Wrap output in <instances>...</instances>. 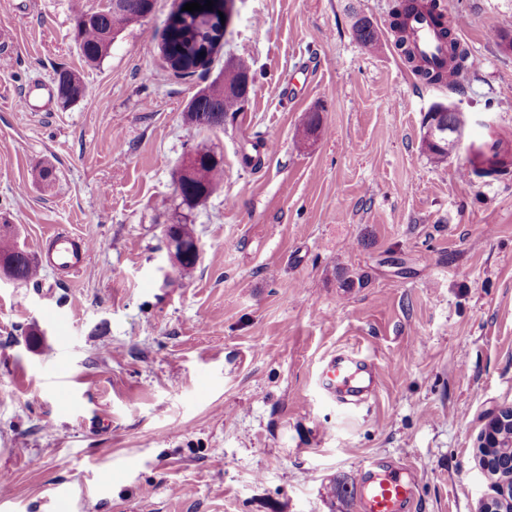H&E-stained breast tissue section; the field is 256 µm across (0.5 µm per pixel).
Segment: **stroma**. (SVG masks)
Returning <instances> with one entry per match:
<instances>
[{"instance_id":"35a3bbf8","label":"stroma","mask_w":512,"mask_h":512,"mask_svg":"<svg viewBox=\"0 0 512 512\" xmlns=\"http://www.w3.org/2000/svg\"><path fill=\"white\" fill-rule=\"evenodd\" d=\"M179 2L156 0L89 64L74 6L101 0H0V223L32 254L58 229L93 244L80 272L0 281V512H358L371 456L404 467L416 512H478L492 488L476 440L512 406V177L460 170L489 134L512 143L497 41L512 0H444L481 59L459 91L419 85L395 0H230L210 67L178 77L161 46ZM354 10L379 49L354 36ZM230 60L253 78L243 111L189 130L190 99ZM61 69L88 88L65 110ZM440 102L465 127L437 166L421 138ZM256 133L277 149L254 169ZM193 145L224 178L190 209L176 188ZM180 221L201 247L187 279L164 235ZM339 351L377 368L356 409L319 384Z\"/></svg>"}]
</instances>
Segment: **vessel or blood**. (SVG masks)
Here are the masks:
<instances>
[{"mask_svg": "<svg viewBox=\"0 0 512 512\" xmlns=\"http://www.w3.org/2000/svg\"><path fill=\"white\" fill-rule=\"evenodd\" d=\"M408 27L427 65L446 63L448 49L429 16L411 15ZM89 252L90 244L86 239L58 231L40 251L38 262L43 267L76 273L84 268ZM320 378L329 392L358 397L364 393L366 384L375 383L376 372L366 359L339 352L329 359ZM358 473L357 494L362 512H411L416 502L414 482L404 481L396 469L375 458L362 462Z\"/></svg>", "mask_w": 512, "mask_h": 512, "instance_id": "obj_1", "label": "vessel or blood"}]
</instances>
